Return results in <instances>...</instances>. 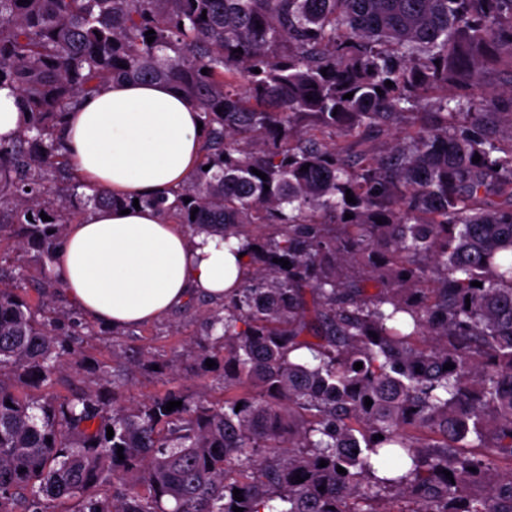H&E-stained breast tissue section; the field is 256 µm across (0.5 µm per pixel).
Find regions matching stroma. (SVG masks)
<instances>
[{
	"label": "stroma",
	"mask_w": 512,
	"mask_h": 512,
	"mask_svg": "<svg viewBox=\"0 0 512 512\" xmlns=\"http://www.w3.org/2000/svg\"><path fill=\"white\" fill-rule=\"evenodd\" d=\"M205 304L194 300L172 311L159 321L128 331L95 327L91 335L76 341L83 366L65 372L51 389L20 386V396L39 399L45 394L65 396L70 385L97 366L111 367L114 360L129 368L118 380L119 400L133 406L157 396L174 394L192 400L207 395L209 400L224 398V367H207L199 352L205 346ZM173 363V371H159L162 363Z\"/></svg>",
	"instance_id": "obj_1"
}]
</instances>
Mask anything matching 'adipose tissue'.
<instances>
[{"label": "adipose tissue", "instance_id": "adipose-tissue-1", "mask_svg": "<svg viewBox=\"0 0 512 512\" xmlns=\"http://www.w3.org/2000/svg\"><path fill=\"white\" fill-rule=\"evenodd\" d=\"M199 120L172 84L111 81L78 101L59 136L81 178L131 201L170 194L196 173ZM243 245L188 234L145 206L126 215L98 209L67 225L52 268L86 320L130 329L192 297L223 301L247 273Z\"/></svg>", "mask_w": 512, "mask_h": 512}]
</instances>
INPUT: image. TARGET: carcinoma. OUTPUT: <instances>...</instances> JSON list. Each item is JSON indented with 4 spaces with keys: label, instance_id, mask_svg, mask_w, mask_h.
<instances>
[{
    "label": "carcinoma",
    "instance_id": "cac0c4a2",
    "mask_svg": "<svg viewBox=\"0 0 512 512\" xmlns=\"http://www.w3.org/2000/svg\"><path fill=\"white\" fill-rule=\"evenodd\" d=\"M504 67L512 0H0L27 113L0 139V240L41 261L0 265V512H512V88L483 81ZM108 80L174 82L200 114L201 168L145 203L244 238L206 325L242 396L127 407L95 371L16 395L86 328L46 269L66 226L125 203L81 192L57 135Z\"/></svg>",
    "mask_w": 512,
    "mask_h": 512
}]
</instances>
